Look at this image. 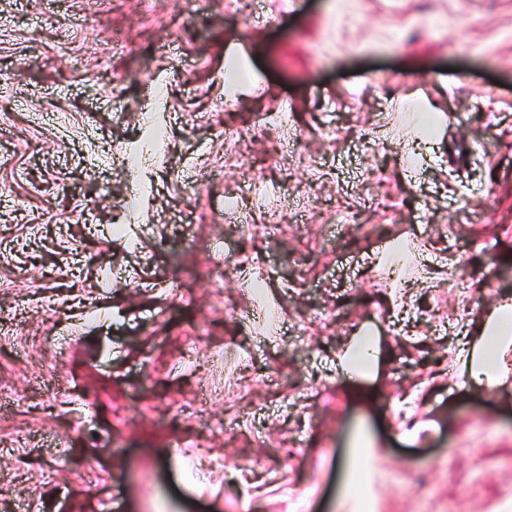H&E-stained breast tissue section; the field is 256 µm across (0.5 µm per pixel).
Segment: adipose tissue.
Masks as SVG:
<instances>
[{
  "instance_id": "1",
  "label": "adipose tissue",
  "mask_w": 512,
  "mask_h": 512,
  "mask_svg": "<svg viewBox=\"0 0 512 512\" xmlns=\"http://www.w3.org/2000/svg\"><path fill=\"white\" fill-rule=\"evenodd\" d=\"M512 349V307H493L477 335L465 343V363L469 376L476 382L501 385L507 379L498 358Z\"/></svg>"
}]
</instances>
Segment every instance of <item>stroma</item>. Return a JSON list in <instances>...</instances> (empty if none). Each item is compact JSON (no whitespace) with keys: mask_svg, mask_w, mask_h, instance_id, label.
I'll use <instances>...</instances> for the list:
<instances>
[{"mask_svg":"<svg viewBox=\"0 0 512 512\" xmlns=\"http://www.w3.org/2000/svg\"><path fill=\"white\" fill-rule=\"evenodd\" d=\"M509 301L512 0H0V512H512ZM168 142L166 133L161 125L154 121L149 125V130L146 136L137 144L135 150L144 162L152 161L157 156L166 152ZM512 345L511 305L493 307L477 336H471L465 343V363L469 377L475 382L504 386L507 373H502L503 362L498 365V355L503 360L504 353ZM496 373L498 375H496ZM358 355H362L365 358V363L363 365H368L370 362H376L379 356V350L370 342H352L350 345L344 350V353L341 358H339V364L342 369L346 368L348 361L355 362V358Z\"/></svg>","mask_w":512,"mask_h":512,"instance_id":"obj_1","label":"stroma"}]
</instances>
